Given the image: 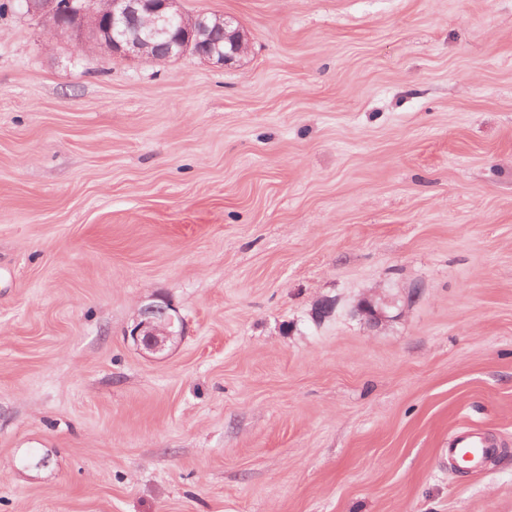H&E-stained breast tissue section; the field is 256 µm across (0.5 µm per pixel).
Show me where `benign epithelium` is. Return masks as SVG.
<instances>
[{
  "label": "benign epithelium",
  "instance_id": "7a95c632",
  "mask_svg": "<svg viewBox=\"0 0 512 512\" xmlns=\"http://www.w3.org/2000/svg\"><path fill=\"white\" fill-rule=\"evenodd\" d=\"M177 3L178 0H102L99 9L86 10L71 0L63 11L59 0H20L19 6L77 36L88 30L113 54L125 58L150 57L164 62L191 53L224 67L247 52V42L233 18H211L205 13L186 15ZM214 28L224 31L229 51L210 42L209 33ZM128 335L134 343L157 353L184 335V321L171 306L150 303L139 310Z\"/></svg>",
  "mask_w": 512,
  "mask_h": 512
}]
</instances>
